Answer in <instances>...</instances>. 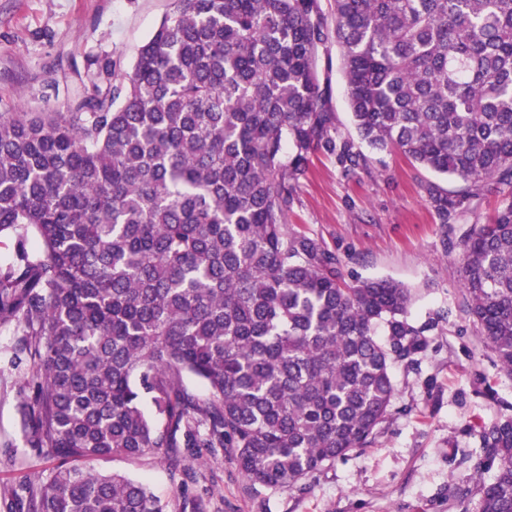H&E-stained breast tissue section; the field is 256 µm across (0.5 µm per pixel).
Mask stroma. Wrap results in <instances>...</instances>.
I'll list each match as a JSON object with an SVG mask.
<instances>
[{
    "instance_id": "35a3bbf8",
    "label": "stroma",
    "mask_w": 512,
    "mask_h": 512,
    "mask_svg": "<svg viewBox=\"0 0 512 512\" xmlns=\"http://www.w3.org/2000/svg\"><path fill=\"white\" fill-rule=\"evenodd\" d=\"M173 0H0V112H70L91 88L96 62L130 72L138 48ZM336 137L356 140L339 50L319 51ZM461 205L440 220L426 189ZM512 201L493 179L469 186L395 154L367 153L345 172L315 151L286 222L334 253L346 281L388 278L411 291L409 319L429 325L414 362L392 366L396 394L371 444L279 491L247 481L223 451L114 457L95 470L144 482L168 512H478L479 479H491L475 421L512 418V374L484 347L460 284L462 241ZM26 336L0 323V512H17L26 487L47 480L57 460L31 447L17 403L33 373Z\"/></svg>"
}]
</instances>
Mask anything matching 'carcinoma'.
Here are the masks:
<instances>
[{"mask_svg": "<svg viewBox=\"0 0 512 512\" xmlns=\"http://www.w3.org/2000/svg\"><path fill=\"white\" fill-rule=\"evenodd\" d=\"M330 42L361 142L512 186V0H334L330 19L320 0H173L119 84L105 60L72 112H0V322L30 337L28 441L61 459L26 512H167L71 461L222 448L293 490L371 443L429 326L408 288L346 284L285 224L313 152L365 161L334 137ZM427 192L447 223L462 199ZM462 252L467 312L512 374V202ZM473 428L495 467L479 512H512V419Z\"/></svg>", "mask_w": 512, "mask_h": 512, "instance_id": "obj_1", "label": "carcinoma"}]
</instances>
